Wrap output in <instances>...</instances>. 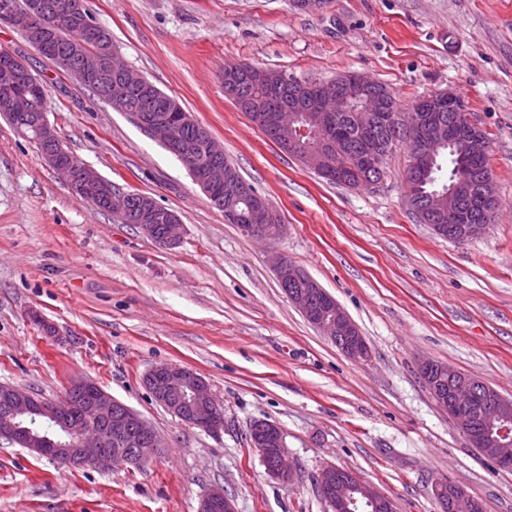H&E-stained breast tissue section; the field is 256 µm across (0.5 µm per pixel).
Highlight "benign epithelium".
I'll use <instances>...</instances> for the list:
<instances>
[{
	"label": "benign epithelium",
	"mask_w": 512,
	"mask_h": 512,
	"mask_svg": "<svg viewBox=\"0 0 512 512\" xmlns=\"http://www.w3.org/2000/svg\"><path fill=\"white\" fill-rule=\"evenodd\" d=\"M45 5L42 0H30L24 11L14 9L8 0L0 3V22L8 23L22 32L27 42L38 51L50 49L55 28L43 20ZM58 23L80 19L85 29L96 32L87 0H63L58 5ZM103 65L99 57L85 55L80 60L76 76L81 81L96 83L102 75ZM22 78L15 64H0V88L8 89ZM144 77L133 68L124 66L114 85L107 88L103 97L117 111L121 107L115 100L124 96L126 90L140 86ZM370 80L358 74H346L332 81L311 80L305 84L309 92V105L303 112L292 109L278 112L274 117V138L277 144L293 148L309 135L323 145H335L336 114L351 108V93L362 91ZM379 103L367 102L361 111L364 114L360 127L361 160L376 171H383V150L373 139V128L384 123L392 128L403 127L410 141L417 145L411 153L406 176V198L416 217L427 220V213L435 215L438 234L454 225L462 227L466 240L477 237L491 225L495 205L494 180L485 176V196L477 205L481 223H473L470 213L465 211L461 199L448 192V199L440 201L436 208L429 207L421 197L420 171L431 163L440 146L457 140L466 143L475 161L488 158L489 139L481 135L480 128L471 121L467 105L458 95L443 91L426 96L410 113L378 112ZM456 112L459 119L452 125H444L438 113ZM133 120L152 139L164 144L179 155H197L203 151L209 160L196 164L194 180L208 197L221 202L224 186L233 187L242 199H253L254 206L241 214L233 209L225 211L228 223L246 220L251 223L252 236L275 241L285 232L286 226L278 224L272 230L267 222L273 215V204L256 195L250 184L237 176L234 168L224 166V148L210 134L206 135L202 149L187 143L178 133V124L165 118L146 120L139 115ZM30 121L39 129L47 145L42 153L45 161L66 178L76 195L93 192L103 202H116L125 196V191L115 190L92 166L80 162L65 165L59 162L66 154L55 128L49 123L47 113L32 112ZM302 163L328 178L332 174L323 164L317 150H307L300 155ZM448 224H443V221ZM141 231L164 247L177 245L183 236L184 226L177 214L159 207L149 198L145 202V223ZM277 279L284 286L289 301L299 310L313 327L327 336L346 357L353 361L370 358V348L358 326L322 286L306 271L276 254L271 258ZM445 367L435 361L423 360L418 372L437 404L448 413L467 438L471 447L492 460L501 468H512V399L502 397L481 379L456 372L455 379L447 387L442 385ZM144 385L151 399L171 412L184 423L217 434L224 428L223 411L209 390L205 379L193 369L174 363L152 366L144 375ZM90 389L88 397L79 406L76 423H71L66 414L65 400H55L37 395L13 384H0V399L9 403V411L0 417V441L19 444L39 456L49 458L68 467L92 465L100 470H112L119 466L140 464L152 455L163 442L146 420L123 402L113 398L97 384L84 379L73 381L69 390ZM251 447L260 452L267 473L285 485L297 483L299 474L285 452V437L274 423L255 422L249 430ZM317 486L330 505L332 512H396L393 499L374 486L360 480L349 470L330 465L322 468L316 478ZM436 498L443 504L466 512H483L478 499L463 488L446 480L434 485ZM199 512H235L233 501L221 488L209 490L201 499Z\"/></svg>",
	"instance_id": "obj_1"
}]
</instances>
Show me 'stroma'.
Listing matches in <instances>:
<instances>
[{
    "mask_svg": "<svg viewBox=\"0 0 512 512\" xmlns=\"http://www.w3.org/2000/svg\"><path fill=\"white\" fill-rule=\"evenodd\" d=\"M120 58L175 98L276 207L284 235L259 241L185 167L21 33L0 25L47 88L64 148L126 191L173 210L163 247L77 197L0 116V383L63 398L86 379L138 411L166 446L146 463L70 468L0 442V512H197L223 488L236 512H329L316 485L333 464L392 498L441 512L435 481L466 488L484 512H512V471L472 448L418 373L433 359L512 399V0H87ZM297 79L347 72L384 84L401 111L452 90L487 132L497 198L487 232L451 242L406 203V144L375 188L320 178L280 150L224 92L225 67ZM308 272L357 324L355 362L288 301L268 260ZM52 333H45V326ZM159 363L194 369L224 408L213 435L157 405L142 378ZM277 424L300 471L269 476L248 432Z\"/></svg>",
    "mask_w": 512,
    "mask_h": 512,
    "instance_id": "1",
    "label": "stroma"
}]
</instances>
